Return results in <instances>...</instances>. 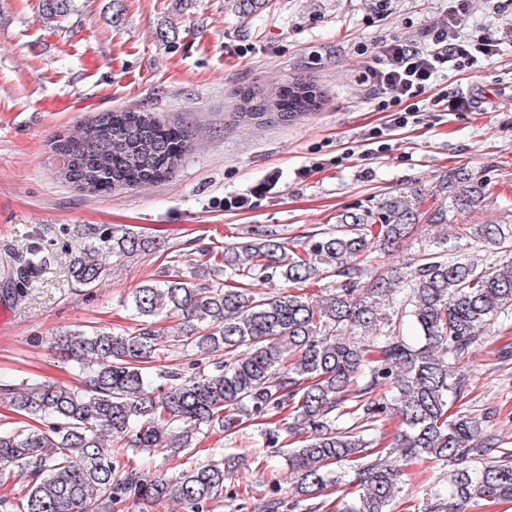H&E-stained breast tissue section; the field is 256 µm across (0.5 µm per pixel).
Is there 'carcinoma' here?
<instances>
[{
  "mask_svg": "<svg viewBox=\"0 0 512 512\" xmlns=\"http://www.w3.org/2000/svg\"><path fill=\"white\" fill-rule=\"evenodd\" d=\"M72 11L73 0H42L50 24ZM243 100V118L273 110L293 118L318 110L322 95L297 78L285 94L250 90ZM194 136L148 112H102L56 140L54 152L73 184L138 188L171 174ZM439 191L448 203L433 210L412 190L385 196L309 236L300 250L273 231L216 254L204 248L196 280L174 269L135 289L131 329L59 336V349L82 371L83 388L5 389L15 410L45 427L0 429V463L30 477L19 503L0 497V512H110L129 497L209 512L224 497L230 470L223 461L149 479L118 470L107 439L178 454L191 448L193 435L215 428L232 434L247 417L264 421L267 448H282L283 432L306 435L283 455L288 483L307 512L323 510L315 499L341 483L336 467L345 464L356 467V491L344 512H391L404 467L415 461L450 467L448 486L435 489L422 512H464L482 499L512 502V448L488 430L489 415L448 414L466 384L461 362L495 325L512 320V225L481 227L480 241L497 250L489 262L461 258L444 241L403 259L394 275L361 267L421 224L460 223L448 214L464 215L492 195L487 181L467 171L454 172ZM150 244L131 231L95 228L73 257L70 276L94 288L103 259L131 257ZM26 253L21 286L38 264V249ZM323 280L331 281L323 298L304 292L305 284ZM280 282L288 288L255 289ZM169 315L181 320L184 346L209 364L194 372L168 364L158 384L148 365L160 361L158 318ZM377 390L389 401L377 399ZM391 413L403 429L383 453L375 432Z\"/></svg>",
  "mask_w": 512,
  "mask_h": 512,
  "instance_id": "obj_1",
  "label": "carcinoma"
}]
</instances>
